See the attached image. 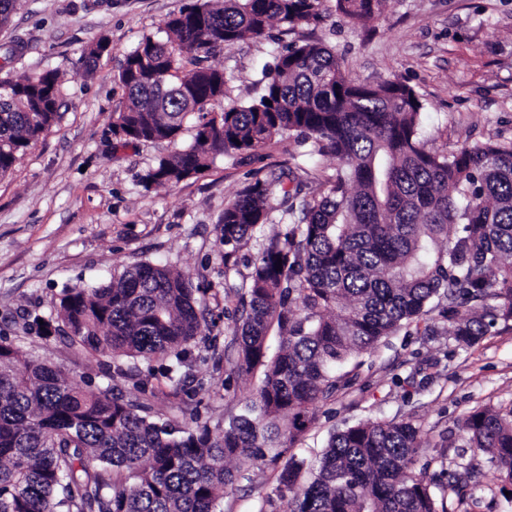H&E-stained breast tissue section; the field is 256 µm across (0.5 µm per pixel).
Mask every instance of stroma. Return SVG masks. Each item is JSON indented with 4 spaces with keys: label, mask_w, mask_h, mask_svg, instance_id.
Masks as SVG:
<instances>
[{
    "label": "stroma",
    "mask_w": 512,
    "mask_h": 512,
    "mask_svg": "<svg viewBox=\"0 0 512 512\" xmlns=\"http://www.w3.org/2000/svg\"><path fill=\"white\" fill-rule=\"evenodd\" d=\"M193 0H20L0 45L15 44L18 74L64 72L60 119L0 177V335L28 357L48 360L83 388L118 386L144 402L150 416L181 429L224 428L240 414L257 384L238 375L230 316L235 297L226 282L218 224L225 206L244 187L282 166L301 168L303 189L317 194L336 166L331 154H310L291 139L254 153L217 156L203 174L176 186L143 187L156 159L192 143L193 124L176 141L126 147L110 132L122 92L118 68L143 36H162L164 21ZM316 27L275 23L210 58L223 69L225 103L258 95L264 66L279 51L307 41L336 47L351 78L369 84L396 79L421 97L422 134L431 147L455 150L492 137L512 139V0H385L381 14L363 25L346 22L325 0ZM107 52L91 73L80 59L98 40ZM166 265L190 280L208 309V327L188 347L181 390L154 360L145 387L114 375L112 358L73 347L57 334L32 329L51 318L63 288L110 279L127 264ZM425 336L415 328L381 339L344 364L354 385L320 403L316 420L296 443L297 458L311 459L331 432L360 421L405 419L419 431L416 475L474 469L465 512H512L497 474L481 452L466 447L458 424L469 412L512 408V321L497 322L472 346L455 341L440 311ZM276 472L251 470L224 496V512H281Z\"/></svg>",
    "instance_id": "obj_1"
}]
</instances>
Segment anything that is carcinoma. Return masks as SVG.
I'll return each mask as SVG.
<instances>
[{
  "mask_svg": "<svg viewBox=\"0 0 512 512\" xmlns=\"http://www.w3.org/2000/svg\"><path fill=\"white\" fill-rule=\"evenodd\" d=\"M383 2L335 0V8L362 24ZM324 17L323 0H196L166 20V39L144 36L117 75L115 138L170 142L198 119L193 142L158 158L146 188L285 138L336 156L316 196L281 170L224 207L227 272L256 228L286 225L247 261L240 285L234 369L261 375L244 413L218 432L181 431L118 394L73 386L0 337V512H223L224 494L251 468L277 463L317 404L350 385L336 367L422 320L434 301L448 300L449 335L467 345L512 321V140L428 148L411 87L357 82L320 42L286 48L263 70L257 97L224 104V70L209 58L264 35L273 20L294 29ZM15 57L11 45L0 53L1 177L59 118L63 74L14 76ZM488 300L495 305L484 307ZM204 321L188 280L139 261L97 287L64 289L57 326L45 322L42 333L114 360L173 357L166 375L177 387L181 355ZM270 336L280 339L275 353ZM459 431L512 485V409L475 410ZM418 447L404 419L338 430L308 482H298L303 462L292 457L279 472L285 512H447L411 471ZM448 490L462 505L468 480L450 474Z\"/></svg>",
  "mask_w": 512,
  "mask_h": 512,
  "instance_id": "obj_1",
  "label": "carcinoma"
}]
</instances>
